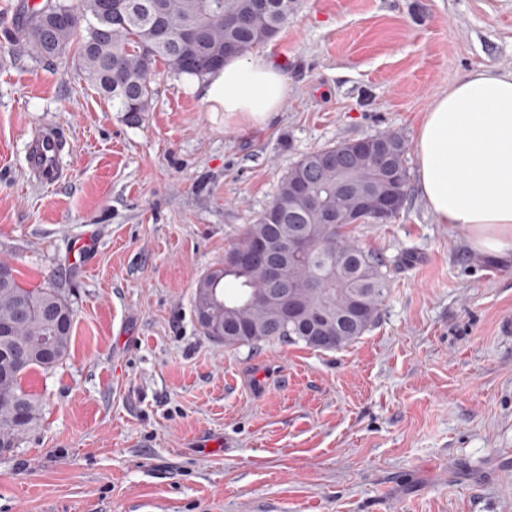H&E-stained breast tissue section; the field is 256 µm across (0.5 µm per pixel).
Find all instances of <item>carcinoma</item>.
I'll use <instances>...</instances> for the list:
<instances>
[{
    "label": "carcinoma",
    "instance_id": "obj_1",
    "mask_svg": "<svg viewBox=\"0 0 512 512\" xmlns=\"http://www.w3.org/2000/svg\"><path fill=\"white\" fill-rule=\"evenodd\" d=\"M133 0H81L76 15L49 25L69 0L19 5L18 34L11 46L34 58L49 59L78 42L77 66L118 112L141 114L152 100L156 63L174 74L203 78L221 67L225 51L246 56L272 41L294 15L296 0H138L145 7L127 9ZM380 154L348 150L351 141L307 153L280 182L271 205L248 225L226 253L224 267L203 274L194 292V310L209 312L203 332L226 347L281 341L333 351L362 336L377 318L390 292L387 265L377 253L357 244L339 223L343 213L362 210L366 199L389 205L385 219L372 211L363 224H388L408 196L407 144L393 132L375 135ZM301 229L309 250L291 260L292 234ZM261 245L277 254L283 287L300 289L314 281V292L297 301L288 316L275 298ZM0 278V321L14 335L0 336V447L16 448L38 426L41 408L21 380L25 371L1 370L18 344L31 349L28 369L49 371L67 356L72 330L62 331L49 318L52 309L74 317L71 304L53 288H27L14 269ZM58 356L39 354L44 337Z\"/></svg>",
    "mask_w": 512,
    "mask_h": 512
}]
</instances>
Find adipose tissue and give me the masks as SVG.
Wrapping results in <instances>:
<instances>
[{"label":"adipose tissue","instance_id":"1","mask_svg":"<svg viewBox=\"0 0 512 512\" xmlns=\"http://www.w3.org/2000/svg\"><path fill=\"white\" fill-rule=\"evenodd\" d=\"M188 87L225 121L263 127L280 110L286 75L264 55L229 57ZM417 162L437 223L464 229L476 252H512V72L476 71L450 83L419 128Z\"/></svg>","mask_w":512,"mask_h":512}]
</instances>
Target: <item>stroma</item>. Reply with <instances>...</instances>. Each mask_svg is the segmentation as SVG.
Instances as JSON below:
<instances>
[{
    "label": "stroma",
    "instance_id": "35a3bbf8",
    "mask_svg": "<svg viewBox=\"0 0 512 512\" xmlns=\"http://www.w3.org/2000/svg\"><path fill=\"white\" fill-rule=\"evenodd\" d=\"M0 261L75 310L63 363L26 379L42 409L0 454V512H512V253L436 223L415 145L433 99L512 72V0H298L264 53L277 116L239 128L159 69L148 112L113 109L75 67L3 34ZM61 127L65 181H33L29 132ZM382 132L412 178L387 224H357L391 291L334 351L224 347L196 319L198 278L272 203L295 161Z\"/></svg>",
    "mask_w": 512,
    "mask_h": 512
}]
</instances>
